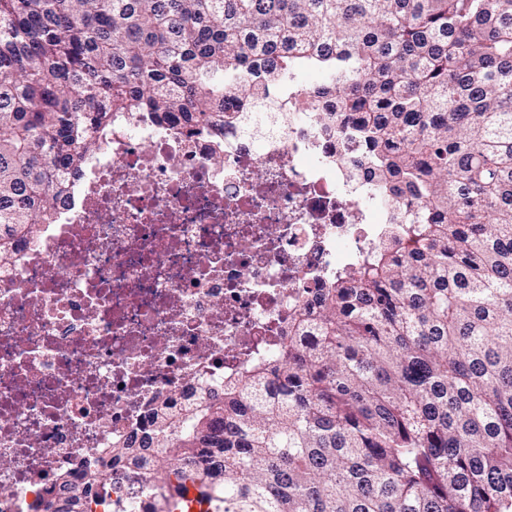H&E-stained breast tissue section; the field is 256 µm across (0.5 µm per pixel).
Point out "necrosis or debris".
<instances>
[{
    "label": "necrosis or debris",
    "instance_id": "4bbe7bcc",
    "mask_svg": "<svg viewBox=\"0 0 512 512\" xmlns=\"http://www.w3.org/2000/svg\"><path fill=\"white\" fill-rule=\"evenodd\" d=\"M291 72L224 133L113 118L56 223L0 259V512H43L89 449L276 360L299 310L412 222L366 181L335 102Z\"/></svg>",
    "mask_w": 512,
    "mask_h": 512
}]
</instances>
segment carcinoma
Returning a JSON list of instances; mask_svg holds the SVG:
<instances>
[{"label":"carcinoma","mask_w":512,"mask_h":512,"mask_svg":"<svg viewBox=\"0 0 512 512\" xmlns=\"http://www.w3.org/2000/svg\"><path fill=\"white\" fill-rule=\"evenodd\" d=\"M295 69L330 76L367 175L425 216L240 375L112 449L156 454L144 512H512V0H0V258L54 223L112 116L192 131ZM89 512L112 468L88 453Z\"/></svg>","instance_id":"obj_1"}]
</instances>
